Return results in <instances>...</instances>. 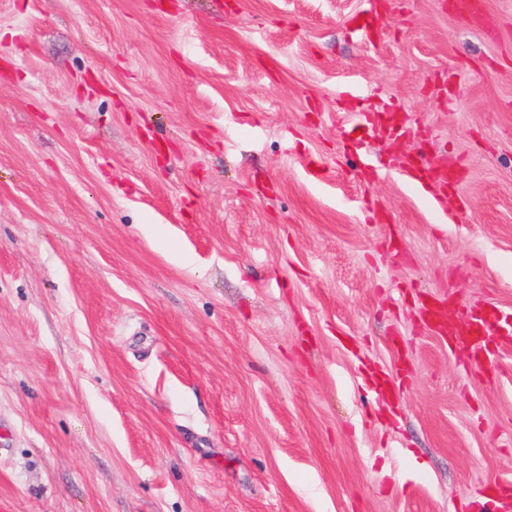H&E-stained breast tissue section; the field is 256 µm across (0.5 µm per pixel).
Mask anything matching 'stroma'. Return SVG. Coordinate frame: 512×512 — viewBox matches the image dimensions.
<instances>
[{"label":"stroma","instance_id":"1","mask_svg":"<svg viewBox=\"0 0 512 512\" xmlns=\"http://www.w3.org/2000/svg\"><path fill=\"white\" fill-rule=\"evenodd\" d=\"M425 298L512 315V0H0L12 512H474L512 345ZM512 324L491 305H481L466 313L464 322L451 331V343H462L471 349V362L476 368L486 369L496 361L502 343L512 341Z\"/></svg>","mask_w":512,"mask_h":512}]
</instances>
